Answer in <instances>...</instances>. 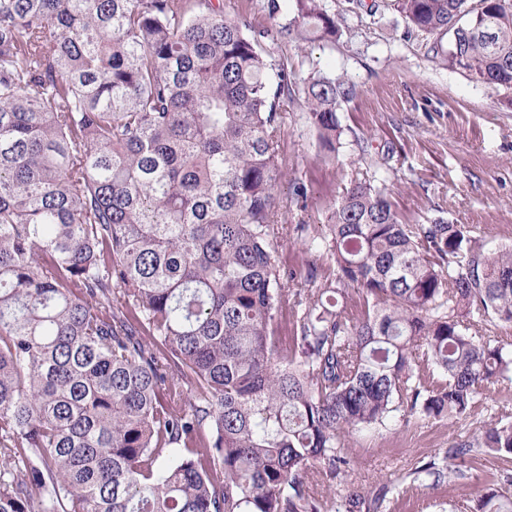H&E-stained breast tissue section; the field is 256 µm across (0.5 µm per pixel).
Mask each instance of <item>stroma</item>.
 Segmentation results:
<instances>
[{
	"label": "stroma",
	"mask_w": 512,
	"mask_h": 512,
	"mask_svg": "<svg viewBox=\"0 0 512 512\" xmlns=\"http://www.w3.org/2000/svg\"><path fill=\"white\" fill-rule=\"evenodd\" d=\"M324 2L342 20L336 41L270 47L274 57H287L298 78L319 71L356 87L337 109L344 129L339 166L318 160L305 113H286L278 193L288 222L320 230L355 175L384 181L404 223L441 216L469 225L488 255L512 245V111L500 106V92L433 60L397 13L359 17L348 0ZM500 420L512 421V376L469 415L406 420L397 411L385 424L354 431L344 447L348 482L328 492L326 512H344L350 489L384 487L381 512H469L476 490L512 471V460L477 452L437 481L418 480L415 471Z\"/></svg>",
	"instance_id": "1"
}]
</instances>
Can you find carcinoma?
<instances>
[{
  "mask_svg": "<svg viewBox=\"0 0 512 512\" xmlns=\"http://www.w3.org/2000/svg\"><path fill=\"white\" fill-rule=\"evenodd\" d=\"M291 2L256 28L223 0H0V512H323L347 434L465 416L512 374L482 334L512 324V246L405 224L354 176L324 231L278 220L283 113L334 162L354 93L272 57L339 32ZM350 3L512 110V0ZM288 238L321 287L279 265ZM476 446L512 457V423L443 461ZM474 512L512 495L489 480Z\"/></svg>",
  "mask_w": 512,
  "mask_h": 512,
  "instance_id": "cac0c4a2",
  "label": "carcinoma"
}]
</instances>
